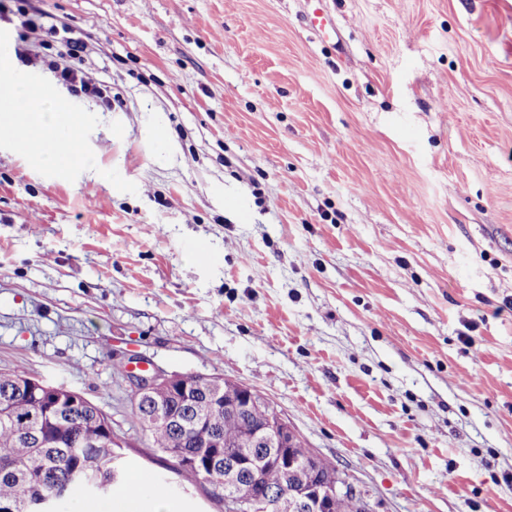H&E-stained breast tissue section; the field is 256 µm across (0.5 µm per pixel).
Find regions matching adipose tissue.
Listing matches in <instances>:
<instances>
[{"mask_svg": "<svg viewBox=\"0 0 512 512\" xmlns=\"http://www.w3.org/2000/svg\"><path fill=\"white\" fill-rule=\"evenodd\" d=\"M0 107L6 110L0 119V135L13 136L24 127L38 130L46 138L38 154L40 163L49 168L71 163L73 154L68 145L76 140L74 118L65 111L50 112L34 104L26 86L19 83L0 87Z\"/></svg>", "mask_w": 512, "mask_h": 512, "instance_id": "1", "label": "adipose tissue"}]
</instances>
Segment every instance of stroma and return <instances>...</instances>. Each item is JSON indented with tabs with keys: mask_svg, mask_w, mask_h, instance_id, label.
I'll return each mask as SVG.
<instances>
[{
	"mask_svg": "<svg viewBox=\"0 0 512 512\" xmlns=\"http://www.w3.org/2000/svg\"><path fill=\"white\" fill-rule=\"evenodd\" d=\"M326 7L9 0L80 158L0 139V372L95 403L170 486L146 512L224 501L134 424L135 358L257 390L372 512H512V0ZM61 47L64 49V54L74 60V64L64 68L57 74V80L66 86V88L73 95L97 96L102 97V89L99 87H92L85 83L82 77L78 64L81 62L82 53L84 49L83 42L76 37L63 36L60 39Z\"/></svg>",
	"mask_w": 512,
	"mask_h": 512,
	"instance_id": "obj_1",
	"label": "stroma"
}]
</instances>
